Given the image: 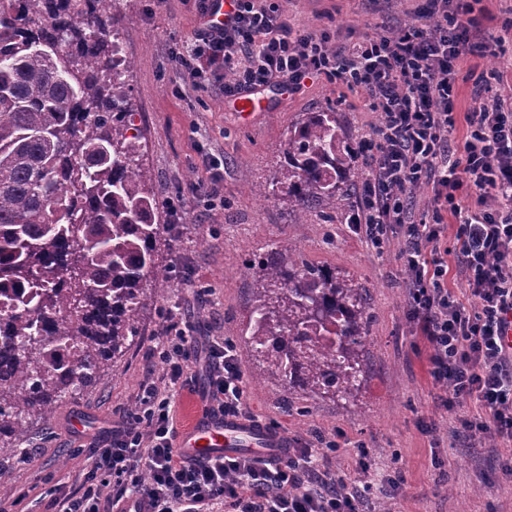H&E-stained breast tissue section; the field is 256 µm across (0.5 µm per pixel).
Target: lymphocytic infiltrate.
Wrapping results in <instances>:
<instances>
[{"instance_id": "obj_1", "label": "lymphocytic infiltrate", "mask_w": 512, "mask_h": 512, "mask_svg": "<svg viewBox=\"0 0 512 512\" xmlns=\"http://www.w3.org/2000/svg\"><path fill=\"white\" fill-rule=\"evenodd\" d=\"M470 0H428L390 34L331 46L324 32L293 30L277 0H236L233 15L194 40L175 45L171 60L196 88L218 81L225 96L263 87L291 92L323 76L368 95L380 123L358 147L368 167L355 234L383 252L390 233L402 238L400 261L409 321L429 348V375L440 405L467 399L484 412L460 419L454 437L492 442L512 461V349L501 342L512 323V102L488 95L467 113L461 152L448 149L455 127L458 64L471 52L476 22ZM455 220L453 239L441 222H416L414 190ZM473 187L476 206L460 193ZM457 260L464 294L448 286V260ZM158 356L162 374L147 370L134 413L104 445L89 449L82 480L59 491L57 512H119L141 500L146 512H361L374 486L394 488L391 475L356 485L320 473L321 443L299 442L287 457L182 458L171 399L194 381L188 328L170 323ZM203 400L216 415L251 418L235 346L214 344L206 357Z\"/></svg>"}]
</instances>
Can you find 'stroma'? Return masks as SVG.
Listing matches in <instances>:
<instances>
[{"label": "stroma", "instance_id": "obj_1", "mask_svg": "<svg viewBox=\"0 0 512 512\" xmlns=\"http://www.w3.org/2000/svg\"><path fill=\"white\" fill-rule=\"evenodd\" d=\"M427 0H279L294 26L323 30L338 42H359L406 23ZM476 35L502 38L503 57L464 56L459 66L457 107L460 115L475 110L479 76L497 73L492 86L512 95V0H473ZM130 63L127 81L136 123L143 129L140 162L152 177L159 203L181 190L179 220L162 213L157 261L166 267L189 266L165 298L146 299L138 316L140 335L119 358L114 370L61 402L48 418L31 417L21 453L0 454V469L9 473L11 498L0 512H12L25 498L36 512H55L52 491L58 480L76 477L83 467L74 450L102 444L135 409L134 396L146 368L162 372L155 350L165 339L170 314L190 327L197 351L211 341L237 337V353L247 378L246 390L257 424L286 433L289 439L322 435L342 443L326 451L317 465L330 473H348L358 446H365L372 469L392 475L398 489L385 497L388 512H512V476L496 454L454 441L457 418L476 414L468 401L451 411L438 409L439 389L428 373V351L405 314V290L397 256L400 237H392L384 255H376L351 229L357 212L348 205L339 219L323 220L313 209L309 223H295L286 203L251 194L278 175L288 130L306 112L334 108L351 143H358L380 121L366 105V93L324 77L305 80L293 93L262 91L267 109L247 117L221 84L193 88L168 56L173 43L190 40L204 20L194 0H118L111 8ZM220 176L223 204L211 205L207 192ZM294 247L298 261L357 279L368 294L369 329L364 355L370 371L348 398L313 396L302 390L285 393L268 364L244 344L255 282L249 267L274 249ZM436 423L433 433L422 423Z\"/></svg>", "mask_w": 512, "mask_h": 512}]
</instances>
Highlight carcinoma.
Here are the masks:
<instances>
[{
  "mask_svg": "<svg viewBox=\"0 0 512 512\" xmlns=\"http://www.w3.org/2000/svg\"><path fill=\"white\" fill-rule=\"evenodd\" d=\"M129 69L110 35L109 0H0V438L94 384L140 335L143 285L169 283ZM360 178L329 108L292 125L279 177L259 189L307 223L345 207ZM249 319L250 350L284 391L346 395L368 373L366 291L352 278L266 254Z\"/></svg>",
  "mask_w": 512,
  "mask_h": 512,
  "instance_id": "carcinoma-1",
  "label": "carcinoma"
}]
</instances>
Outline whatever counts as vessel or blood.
<instances>
[{
  "label": "vessel or blood",
  "mask_w": 512,
  "mask_h": 512,
  "mask_svg": "<svg viewBox=\"0 0 512 512\" xmlns=\"http://www.w3.org/2000/svg\"><path fill=\"white\" fill-rule=\"evenodd\" d=\"M286 435L270 431L250 421L208 416L183 430L177 441L178 452L194 462L205 463L247 452L259 459L283 456Z\"/></svg>",
  "instance_id": "1"
}]
</instances>
